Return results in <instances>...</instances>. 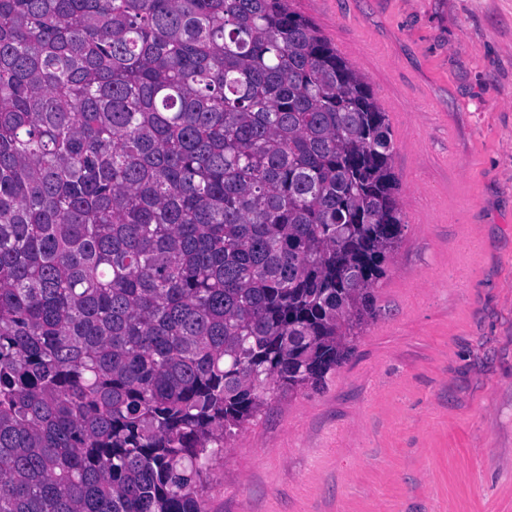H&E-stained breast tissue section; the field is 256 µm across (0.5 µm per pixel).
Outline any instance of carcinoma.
I'll use <instances>...</instances> for the list:
<instances>
[{"label": "carcinoma", "mask_w": 512, "mask_h": 512, "mask_svg": "<svg viewBox=\"0 0 512 512\" xmlns=\"http://www.w3.org/2000/svg\"><path fill=\"white\" fill-rule=\"evenodd\" d=\"M393 153L288 0H0V512H207L376 318Z\"/></svg>", "instance_id": "obj_1"}]
</instances>
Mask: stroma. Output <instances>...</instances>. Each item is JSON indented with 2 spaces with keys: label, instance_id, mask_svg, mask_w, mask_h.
Returning a JSON list of instances; mask_svg holds the SVG:
<instances>
[{
  "label": "stroma",
  "instance_id": "obj_1",
  "mask_svg": "<svg viewBox=\"0 0 512 512\" xmlns=\"http://www.w3.org/2000/svg\"><path fill=\"white\" fill-rule=\"evenodd\" d=\"M389 115L404 240L324 389L210 465L208 512H512V0H289Z\"/></svg>",
  "mask_w": 512,
  "mask_h": 512
}]
</instances>
